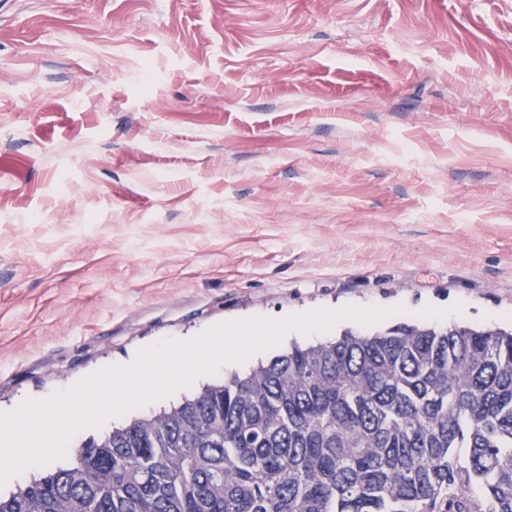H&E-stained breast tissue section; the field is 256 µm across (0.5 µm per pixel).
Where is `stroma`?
<instances>
[{
	"mask_svg": "<svg viewBox=\"0 0 512 512\" xmlns=\"http://www.w3.org/2000/svg\"><path fill=\"white\" fill-rule=\"evenodd\" d=\"M320 310L512 328V0H0L1 412Z\"/></svg>",
	"mask_w": 512,
	"mask_h": 512,
	"instance_id": "stroma-1",
	"label": "stroma"
}]
</instances>
